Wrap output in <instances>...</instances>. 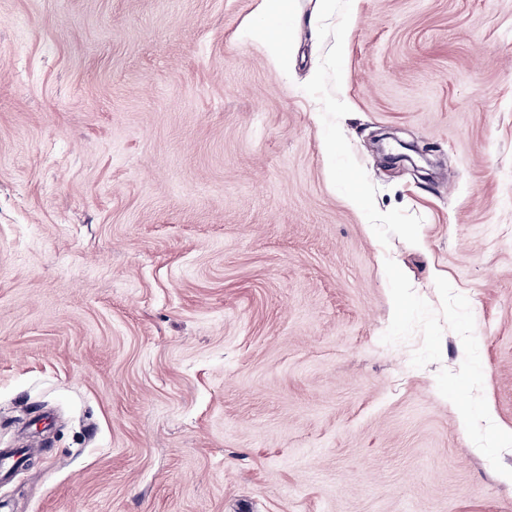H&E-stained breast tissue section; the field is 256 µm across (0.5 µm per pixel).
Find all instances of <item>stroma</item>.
<instances>
[{
    "label": "stroma",
    "mask_w": 512,
    "mask_h": 512,
    "mask_svg": "<svg viewBox=\"0 0 512 512\" xmlns=\"http://www.w3.org/2000/svg\"><path fill=\"white\" fill-rule=\"evenodd\" d=\"M262 20L0 0V512H512V0ZM286 2L288 1L261 0V11L269 24L256 31V34L266 41L271 57L280 68L288 65V53L285 52L287 44L284 43L288 39V27L282 24L287 14Z\"/></svg>",
    "instance_id": "35a3bbf8"
}]
</instances>
